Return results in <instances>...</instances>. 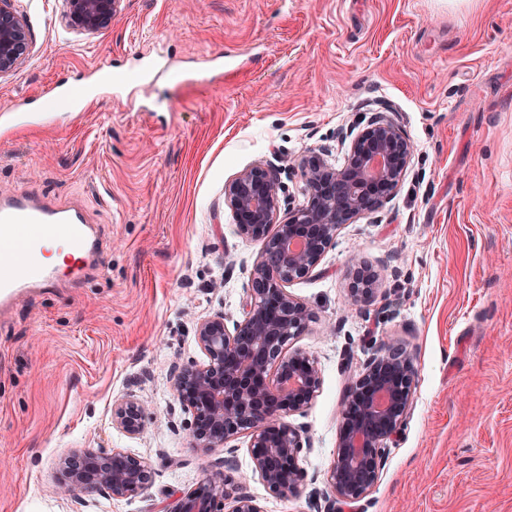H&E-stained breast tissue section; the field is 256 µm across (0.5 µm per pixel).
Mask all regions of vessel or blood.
<instances>
[{"label":"vessel or blood","instance_id":"1","mask_svg":"<svg viewBox=\"0 0 512 512\" xmlns=\"http://www.w3.org/2000/svg\"><path fill=\"white\" fill-rule=\"evenodd\" d=\"M58 243L64 266L43 259V244ZM99 251L93 225L74 208L64 209L30 198L0 200V300L25 288L54 285L62 271L82 276Z\"/></svg>","mask_w":512,"mask_h":512}]
</instances>
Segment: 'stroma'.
Listing matches in <instances>:
<instances>
[{"instance_id": "1", "label": "stroma", "mask_w": 512, "mask_h": 512, "mask_svg": "<svg viewBox=\"0 0 512 512\" xmlns=\"http://www.w3.org/2000/svg\"><path fill=\"white\" fill-rule=\"evenodd\" d=\"M28 55L0 76V196L81 204L103 242L80 280L0 307V512H161L216 470L168 374L203 361L194 328L243 318L260 243L242 238L224 185L280 170L279 219L305 199L299 163L383 107L414 145L378 211L336 232L289 283L313 319L288 344L315 361L317 396L289 416L307 478L281 497L235 467L263 512H327L341 402L379 344L413 357L405 426L362 512H512V0H123L111 27L68 29L62 0H17ZM76 88V101L47 99ZM378 296L347 301L353 265ZM149 406L141 437L113 428L126 393ZM85 448L147 459L133 498L51 489Z\"/></svg>"}]
</instances>
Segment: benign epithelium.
<instances>
[{"mask_svg":"<svg viewBox=\"0 0 512 512\" xmlns=\"http://www.w3.org/2000/svg\"><path fill=\"white\" fill-rule=\"evenodd\" d=\"M15 2L0 0V75L17 69L29 49L30 31ZM62 2L68 27L96 32L112 24L122 0ZM412 155L404 130L384 113H375L352 139L344 166L336 168L316 154L302 160L305 201L280 224L276 216L282 187L276 168L254 165L225 184L224 203L238 233L262 244L251 273L249 308L231 331L222 313L199 320L195 337L205 360L173 367L170 382L192 416L193 447L208 453L249 433L253 472L276 494H293L306 480L298 459L307 442L287 417L302 412L320 387L314 360L301 350L288 351L312 311L288 293L287 285L317 267L342 225L383 206L405 178ZM377 292V272L362 265L351 269V305L369 303ZM416 378L412 356L387 342L349 385L328 475L335 499L357 503L375 485L387 442L405 425ZM148 424V407L136 395L113 403L117 429L136 437ZM59 470L55 493L76 500L85 493L133 497L147 490L155 475L149 462L119 448L68 454L59 460ZM228 500L233 501L232 512H262L252 496L222 473L173 499L164 512H224Z\"/></svg>","mask_w":512,"mask_h":512,"instance_id":"benign-epithelium-1","label":"benign epithelium"}]
</instances>
